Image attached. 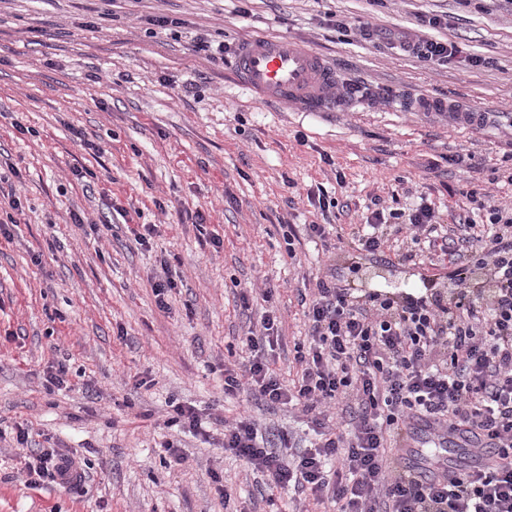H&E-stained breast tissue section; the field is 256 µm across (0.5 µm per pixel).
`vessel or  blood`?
Returning <instances> with one entry per match:
<instances>
[{
	"mask_svg": "<svg viewBox=\"0 0 512 512\" xmlns=\"http://www.w3.org/2000/svg\"><path fill=\"white\" fill-rule=\"evenodd\" d=\"M238 83L263 101L297 105L304 112H324L334 99L335 74L324 59L305 43L288 37H253L237 53ZM462 458L448 464L455 478L485 469L490 454L480 452V439L463 434Z\"/></svg>",
	"mask_w": 512,
	"mask_h": 512,
	"instance_id": "1",
	"label": "vessel or blood"
}]
</instances>
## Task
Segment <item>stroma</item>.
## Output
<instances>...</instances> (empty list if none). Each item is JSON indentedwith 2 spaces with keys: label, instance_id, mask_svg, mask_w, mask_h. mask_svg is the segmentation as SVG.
Returning <instances> with one entry per match:
<instances>
[{
  "label": "stroma",
  "instance_id": "1",
  "mask_svg": "<svg viewBox=\"0 0 512 512\" xmlns=\"http://www.w3.org/2000/svg\"><path fill=\"white\" fill-rule=\"evenodd\" d=\"M239 7L0 0V192L22 202L0 212L13 219L0 235V430L26 425L31 444L90 466L80 489L30 488L25 448L0 442V512H295L287 492L262 501L247 464L224 451V421L244 407L268 429L306 430L301 414L224 394V360L263 312L242 308L241 294L273 288L288 382L308 334L304 280L332 272L360 293L398 297L451 270L440 253L351 269L335 236H307L326 220L310 193L345 202L326 220L345 229L379 205L389 246L409 251L401 218L420 204L443 224L472 190L512 204V0H250L245 16ZM435 15L447 26H424ZM161 16L180 19L178 32L157 26ZM389 32L448 40L486 63L426 62L391 47ZM255 36L307 43L335 67L337 88L353 82L363 94L327 112L259 101L233 73ZM201 38L223 61L197 53ZM445 104L485 120H452ZM84 169L93 184L78 178ZM140 224L155 227L143 244L131 233ZM163 260L180 281L165 310L151 288ZM62 358L71 386L46 390L43 375ZM174 402L195 407L202 431L167 426Z\"/></svg>",
  "mask_w": 512,
  "mask_h": 512
}]
</instances>
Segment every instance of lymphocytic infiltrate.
<instances>
[{
  "label": "lymphocytic infiltrate",
  "mask_w": 512,
  "mask_h": 512,
  "mask_svg": "<svg viewBox=\"0 0 512 512\" xmlns=\"http://www.w3.org/2000/svg\"><path fill=\"white\" fill-rule=\"evenodd\" d=\"M457 225L467 231L459 240L424 205L408 229L428 251L472 259L482 280L460 268L451 296L428 279L425 294L402 298L318 280L300 300L309 336L294 346L300 370L289 385L275 368L281 317L271 289L258 291L268 308L241 340L244 359L225 363L224 393L245 386L270 408L298 409L318 436L289 456L290 433L266 434L246 412L225 423V451L262 476V494L288 488L336 512H512V208L489 205L482 223L463 215ZM417 422L431 446L449 434L481 436L496 465L453 483L421 478L388 445ZM23 472L29 487L85 479L56 448L31 450Z\"/></svg>",
  "instance_id": "obj_1"
}]
</instances>
